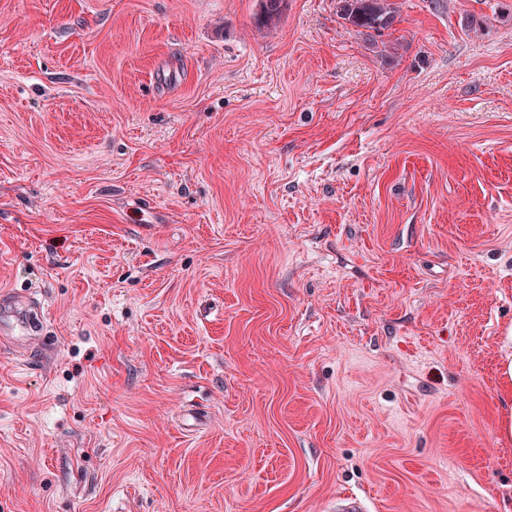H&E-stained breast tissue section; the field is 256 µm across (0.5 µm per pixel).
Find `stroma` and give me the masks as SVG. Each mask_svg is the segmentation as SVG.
Masks as SVG:
<instances>
[{"mask_svg": "<svg viewBox=\"0 0 512 512\" xmlns=\"http://www.w3.org/2000/svg\"><path fill=\"white\" fill-rule=\"evenodd\" d=\"M396 3L0 0V512H512V0ZM394 0H342L340 16L351 26L381 35L397 17ZM2 320L0 325L1 355L7 354L21 367H28L36 361H45L54 355L56 340L50 336L44 315V294L42 288H28L0 294ZM17 309L21 315L13 321Z\"/></svg>", "mask_w": 512, "mask_h": 512, "instance_id": "1", "label": "stroma"}]
</instances>
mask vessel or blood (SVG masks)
I'll list each match as a JSON object with an SVG mask.
<instances>
[{
    "mask_svg": "<svg viewBox=\"0 0 512 512\" xmlns=\"http://www.w3.org/2000/svg\"><path fill=\"white\" fill-rule=\"evenodd\" d=\"M56 341L48 332L42 289L0 294V352L26 367L53 356Z\"/></svg>",
    "mask_w": 512,
    "mask_h": 512,
    "instance_id": "b4317fda",
    "label": "vessel or blood"
}]
</instances>
